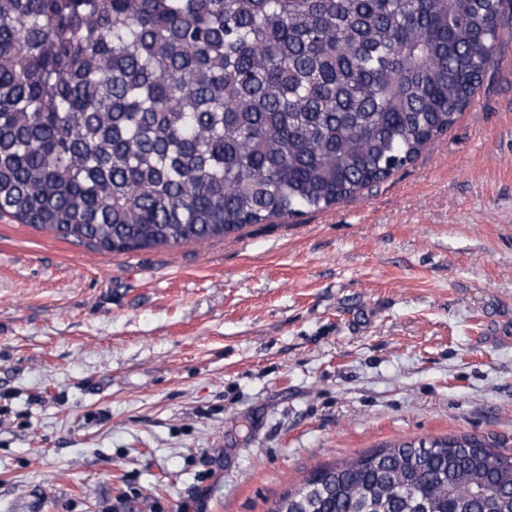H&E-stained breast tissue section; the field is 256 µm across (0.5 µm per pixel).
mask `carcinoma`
Returning <instances> with one entry per match:
<instances>
[{"label": "carcinoma", "mask_w": 512, "mask_h": 512, "mask_svg": "<svg viewBox=\"0 0 512 512\" xmlns=\"http://www.w3.org/2000/svg\"><path fill=\"white\" fill-rule=\"evenodd\" d=\"M512 0H0V214L95 249L329 207L470 103ZM474 435L312 470L272 512H512Z\"/></svg>", "instance_id": "1"}]
</instances>
